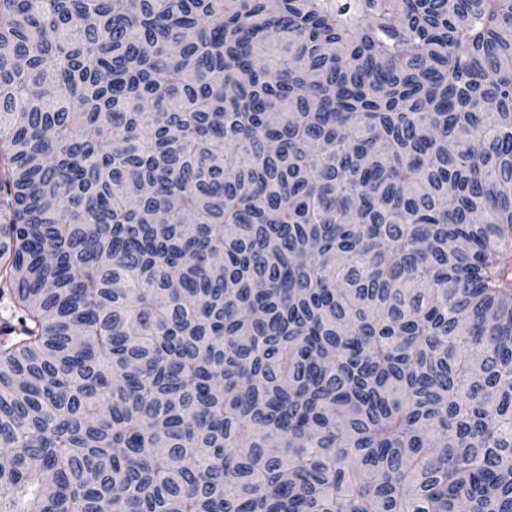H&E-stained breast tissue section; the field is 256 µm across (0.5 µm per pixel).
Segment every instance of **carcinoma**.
Returning a JSON list of instances; mask_svg holds the SVG:
<instances>
[{
    "label": "carcinoma",
    "instance_id": "obj_1",
    "mask_svg": "<svg viewBox=\"0 0 512 512\" xmlns=\"http://www.w3.org/2000/svg\"><path fill=\"white\" fill-rule=\"evenodd\" d=\"M0 512H512V0H0Z\"/></svg>",
    "mask_w": 512,
    "mask_h": 512
}]
</instances>
